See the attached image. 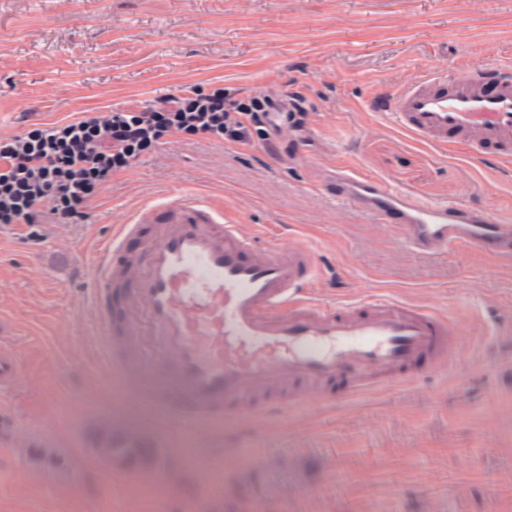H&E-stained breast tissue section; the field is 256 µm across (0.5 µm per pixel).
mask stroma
<instances>
[{"instance_id":"stroma-1","label":"stroma","mask_w":512,"mask_h":512,"mask_svg":"<svg viewBox=\"0 0 512 512\" xmlns=\"http://www.w3.org/2000/svg\"><path fill=\"white\" fill-rule=\"evenodd\" d=\"M512 68V0H0V137L222 82L229 97L302 100L304 126L246 144L174 140L114 175L81 224L0 225V320L24 378L0 392V512H178L184 491L224 512H512V260L408 252L318 182L343 164L411 195L512 216V162L443 151L386 102L430 70ZM196 193L263 244L318 246L327 298L392 291L457 319L447 374L348 404L187 423L152 359L116 380L98 349L90 268L99 241L144 208ZM153 434L170 468L100 469L86 421ZM17 448H54L61 480ZM214 465L199 483L182 458ZM116 485L108 494L107 485Z\"/></svg>"}]
</instances>
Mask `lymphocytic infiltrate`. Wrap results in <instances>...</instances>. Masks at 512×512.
<instances>
[{
  "instance_id": "1",
  "label": "lymphocytic infiltrate",
  "mask_w": 512,
  "mask_h": 512,
  "mask_svg": "<svg viewBox=\"0 0 512 512\" xmlns=\"http://www.w3.org/2000/svg\"><path fill=\"white\" fill-rule=\"evenodd\" d=\"M300 104L255 96L232 101L220 86L194 87L144 107L94 113L0 137V224L82 221L112 177L145 152L174 138L205 137L240 143L251 133L279 135L270 115L293 116Z\"/></svg>"
}]
</instances>
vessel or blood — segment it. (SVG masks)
I'll use <instances>...</instances> for the list:
<instances>
[{
  "label": "vessel or blood",
  "instance_id": "vessel-or-blood-1",
  "mask_svg": "<svg viewBox=\"0 0 512 512\" xmlns=\"http://www.w3.org/2000/svg\"><path fill=\"white\" fill-rule=\"evenodd\" d=\"M388 108L400 129L436 148L460 145L473 157L492 148L512 159V77L481 66L454 78L429 72L394 92ZM328 181L336 200L393 230L411 253L438 256L466 245L512 257V222L489 209L408 197L345 168ZM149 219L145 212L114 226L96 250V341L128 377L142 361V331L150 329L156 370L179 383L163 398L177 423L329 408L447 370L457 336L450 315L394 296L321 299L312 241L258 247L248 225L222 223L196 198L144 239L138 266H126V244ZM118 301L140 307L145 323H114ZM21 378L0 321V390ZM84 445L115 476L136 478L169 464L153 436L107 422L89 424Z\"/></svg>",
  "mask_w": 512,
  "mask_h": 512
}]
</instances>
